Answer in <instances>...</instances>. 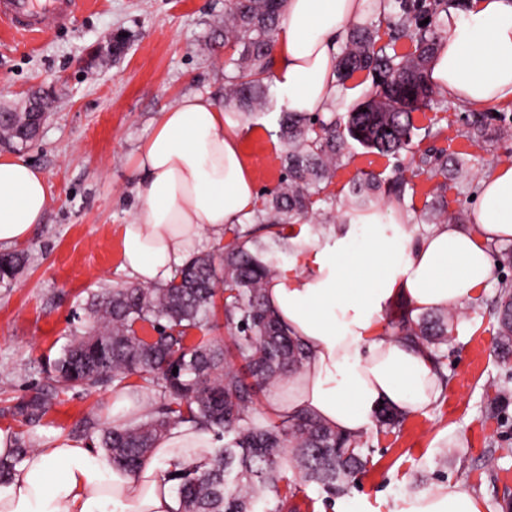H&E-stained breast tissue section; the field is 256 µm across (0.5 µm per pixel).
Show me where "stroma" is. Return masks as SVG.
<instances>
[{
    "label": "stroma",
    "mask_w": 512,
    "mask_h": 512,
    "mask_svg": "<svg viewBox=\"0 0 512 512\" xmlns=\"http://www.w3.org/2000/svg\"><path fill=\"white\" fill-rule=\"evenodd\" d=\"M224 27V0H90L71 28L56 34L16 35L0 22V102L23 108L27 94H50L49 118L22 157L40 169L50 186L45 218L20 244L27 261L13 285L0 287V428L15 431L33 449L58 436L98 445L113 385L75 389L54 400L46 415L28 424L14 414L21 400L54 385L52 364L93 317V295L133 286L120 267L119 237L138 204L139 146L160 112L191 92L224 93L235 53L214 40ZM129 35V48L114 56L112 34ZM284 107L277 91L266 105L237 117L242 150L259 190L285 174L277 136ZM459 106L443 94L415 113L417 127L435 138L413 137V149L465 156L472 174L449 181V210L473 213L479 181L500 164L512 163V140L468 138ZM394 159L349 142L327 193L334 213L361 173L388 178ZM512 279V264L496 268L479 297L456 321L442 371L446 387L429 409L393 429L363 435L369 463L349 494L328 498L298 471V512H404L416 496L455 484L480 498L483 512H502L497 501L512 490V359L497 347L499 282ZM456 448V457L443 455ZM494 448L508 449L495 471L483 465Z\"/></svg>",
    "instance_id": "35a3bbf8"
}]
</instances>
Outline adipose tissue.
<instances>
[{"label":"adipose tissue","mask_w":512,"mask_h":512,"mask_svg":"<svg viewBox=\"0 0 512 512\" xmlns=\"http://www.w3.org/2000/svg\"><path fill=\"white\" fill-rule=\"evenodd\" d=\"M366 0H287L277 33L273 81L292 112H330L340 87L336 63L348 23ZM443 38L428 84L457 104L493 110L512 104V0H469L441 13ZM135 164L139 204L120 238L121 267L138 284L160 285L203 236L220 241L258 200L253 172L229 109L210 94L182 96L162 112ZM45 175L23 157L0 155V249L26 242L42 222ZM512 241V165L479 182L474 221L416 232L408 215L383 222L360 216L313 251L307 272L269 280L265 295L307 353L302 371L269 396L270 414L311 415L357 437L380 409L411 415L430 407L442 385L431 358L390 335L385 312L452 310L473 300L493 276L494 245ZM204 428H171L137 474L83 440L60 437L29 452L6 484L0 512H177L163 472L183 449L213 447ZM406 512H483V503L448 485Z\"/></svg>","instance_id":"obj_1"}]
</instances>
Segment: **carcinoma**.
Returning <instances> with one entry per match:
<instances>
[{
	"instance_id": "obj_1",
	"label": "carcinoma",
	"mask_w": 512,
	"mask_h": 512,
	"mask_svg": "<svg viewBox=\"0 0 512 512\" xmlns=\"http://www.w3.org/2000/svg\"><path fill=\"white\" fill-rule=\"evenodd\" d=\"M286 0H224V45L238 52L235 73L224 86L225 105L249 114L266 101L273 66V48ZM399 11L381 12L380 18L351 22L338 56L337 78L344 83L366 71L374 92L347 113L326 116L282 112L278 137L284 149L286 175L265 192L254 223L271 231L283 252L304 246L284 233L287 224H309L328 211L317 202L332 204L325 190L343 156L347 139L396 164L387 179L363 173L350 187L348 213L355 217L380 200L403 205L411 174L429 170L443 177L465 178L466 160L443 150L420 155L412 151L416 126L413 113L431 100L433 88L426 71L441 37L439 22L420 24L423 14L448 11V0H398ZM388 42H382L381 25ZM406 38L410 51L400 53L396 42ZM26 113L0 112V146L21 149L34 139L25 124ZM491 112L464 116L467 134L475 141H492L508 133L495 126ZM434 199L420 218L424 224H460L464 213L448 212ZM232 238L224 245L220 263L210 255L187 261L172 279L151 288H114L93 299L96 329L72 343L54 361L57 386L21 401L17 414L35 423L62 391L98 383L149 390L144 413L119 427L101 429L100 446L116 465L134 473L155 441L179 425L209 429L218 445L202 462L180 464L165 472L177 482L179 512H296L287 477L289 469L302 473L329 496L345 495L362 473L368 459L360 438L333 430L311 415L267 417L255 423L261 392L299 371L306 360L304 348L288 334L266 301L264 284L278 274L268 243L253 229L234 224L225 228ZM25 265L18 252L0 253V285L9 286ZM222 297L217 304L216 296ZM498 347L512 356V282L500 283L496 295ZM223 311L230 330L227 341L194 337L208 320ZM456 312L437 310L414 318L402 313L392 324V335L424 349L442 373L444 347L453 340ZM149 324L156 336L147 340L137 328ZM242 366L236 367L235 361ZM177 373H172L173 368ZM138 377L141 385L130 382ZM26 454L0 460V484L7 482ZM277 496L271 503L267 492Z\"/></svg>"
}]
</instances>
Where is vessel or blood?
Returning <instances> with one entry per match:
<instances>
[{
    "label": "vessel or blood",
    "mask_w": 512,
    "mask_h": 512,
    "mask_svg": "<svg viewBox=\"0 0 512 512\" xmlns=\"http://www.w3.org/2000/svg\"><path fill=\"white\" fill-rule=\"evenodd\" d=\"M83 5L84 0H0V19L21 34L65 30Z\"/></svg>",
    "instance_id": "1"
}]
</instances>
